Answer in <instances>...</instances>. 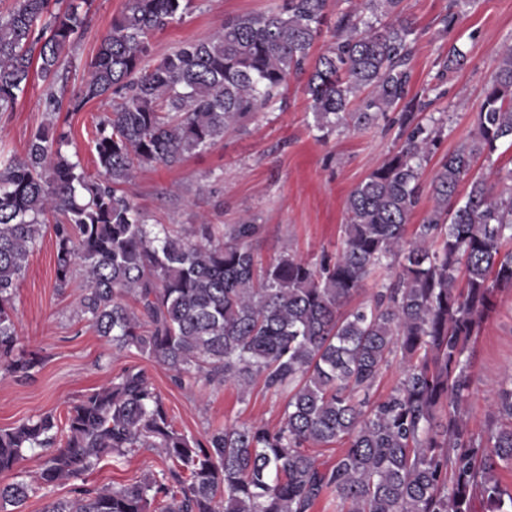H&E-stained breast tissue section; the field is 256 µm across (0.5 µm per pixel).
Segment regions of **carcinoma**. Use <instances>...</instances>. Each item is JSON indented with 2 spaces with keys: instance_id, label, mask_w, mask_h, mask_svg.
<instances>
[{
  "instance_id": "carcinoma-1",
  "label": "carcinoma",
  "mask_w": 512,
  "mask_h": 512,
  "mask_svg": "<svg viewBox=\"0 0 512 512\" xmlns=\"http://www.w3.org/2000/svg\"><path fill=\"white\" fill-rule=\"evenodd\" d=\"M328 26L330 0H284L267 12L224 17L209 36L151 63L150 35L183 20L193 0H126L112 32L69 102L77 112L113 95L92 132L97 177L69 154L70 132L55 118L22 154L0 153V378L28 381L43 358L20 346L14 297L28 258L51 230L55 288L82 272L78 316L115 351L134 350L173 372L179 388L256 382L284 396L282 418L218 426L197 438L178 429L144 369L126 367L67 407L0 429V512H16L36 487L69 483L72 496L44 512H512V375L497 390L492 418L472 430L469 345L512 287L511 183L472 177L475 160L512 144V45L498 55L476 129L445 153L429 184L441 119L418 120L427 103L410 95L415 27L402 0H347ZM12 0L0 10V112L13 110L32 73L47 82V111L61 110L70 49L88 22L81 5ZM451 0L442 32L461 14ZM329 27L327 49L312 54ZM467 55L452 44L442 68ZM314 128L326 138L362 130L398 112L400 148L350 191L343 245L312 262L285 250L265 263L251 246L248 218L170 231L148 223L127 194L134 173L168 169L240 130L275 103L291 77ZM468 192L456 200L463 181ZM429 207L407 237L422 196ZM396 271L373 301L345 309L385 263ZM400 356L402 376L374 398L384 365ZM341 442L321 461L317 448ZM138 448L169 465L128 485L80 483L104 459ZM40 468L18 478L25 453Z\"/></svg>"
}]
</instances>
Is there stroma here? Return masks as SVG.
I'll return each instance as SVG.
<instances>
[{
  "mask_svg": "<svg viewBox=\"0 0 512 512\" xmlns=\"http://www.w3.org/2000/svg\"><path fill=\"white\" fill-rule=\"evenodd\" d=\"M279 0H194L186 18L153 33L152 58L160 60L183 43L202 39L225 17L258 13ZM126 0H90L88 23L71 49L66 96H73L89 76L88 63L110 33L112 20ZM405 14L416 26L411 60V90L432 87L436 97L428 108L449 121L439 146L447 153L468 138L475 127L483 90L498 65V50L512 41V0H467L462 22L453 36L442 32L448 0H403ZM468 58L463 71L441 75V61L450 44ZM304 78H291L282 105L258 112L245 128L223 142L193 155L179 168L141 169L126 187L129 196L152 223L181 230L193 224H235L251 218L261 231L254 248L271 260L288 250L316 260L322 252L342 245L345 201L366 176L400 144V127L379 120L366 130H348L317 140L313 115L303 92ZM111 99L88 103L81 111L60 110L58 121L69 126L79 160L89 175L97 168L92 129ZM46 84L31 78L14 111L0 114V148L23 153L35 129L45 122ZM54 239L45 235L29 258L16 298L14 318L27 350L41 351L44 362L34 380H0V429L46 412L64 417L68 404L109 382L128 366L145 369L162 395L175 426L203 436L216 425L262 420L276 425L283 399L255 385L247 395L229 386L193 391L176 387L166 367L136 352L111 348L80 320L77 310L86 287L75 276L57 290ZM495 307L470 346L471 387L464 406L473 429L489 421L493 397L512 369V288L499 289ZM165 461L150 448H140L120 460L106 459L86 474L89 486L128 484L147 472L164 469Z\"/></svg>",
  "mask_w": 512,
  "mask_h": 512,
  "instance_id": "stroma-1",
  "label": "stroma"
}]
</instances>
